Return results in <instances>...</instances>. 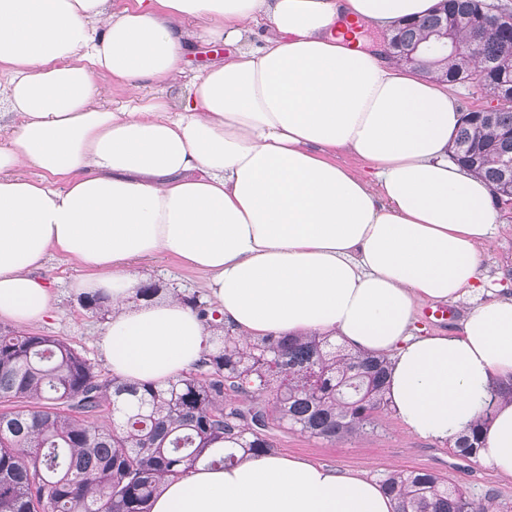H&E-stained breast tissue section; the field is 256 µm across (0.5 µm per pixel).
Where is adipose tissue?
I'll use <instances>...</instances> for the list:
<instances>
[{"label": "adipose tissue", "instance_id": "obj_1", "mask_svg": "<svg viewBox=\"0 0 512 512\" xmlns=\"http://www.w3.org/2000/svg\"><path fill=\"white\" fill-rule=\"evenodd\" d=\"M437 0H0V321L44 320L39 270L111 310L98 349L114 378L164 385L210 336L177 296L148 304L137 262L177 258L244 339L319 333L386 357L407 432L453 440L491 409L478 460L512 479V297L486 288L489 185L448 157L461 120L446 85L351 47L363 21L390 32ZM223 62L184 68L187 44ZM188 77L172 109L161 88ZM122 86L118 111L97 78ZM346 151L369 166L336 164ZM43 172L42 180L26 175ZM60 186H53V179ZM478 298L459 334L421 333L420 301ZM151 512H395L374 479L275 455L164 481Z\"/></svg>", "mask_w": 512, "mask_h": 512}]
</instances>
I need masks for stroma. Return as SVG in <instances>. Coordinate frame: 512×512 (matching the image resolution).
Instances as JSON below:
<instances>
[{"label":"stroma","instance_id":"obj_1","mask_svg":"<svg viewBox=\"0 0 512 512\" xmlns=\"http://www.w3.org/2000/svg\"><path fill=\"white\" fill-rule=\"evenodd\" d=\"M496 224L494 235L479 249L480 266L491 285L512 294V206H497ZM143 271L168 291L188 298L204 296L203 275L174 258L147 262ZM41 273L50 282L55 298L49 317L34 326V333L66 339L96 364L102 377H109L96 345L107 319L85 309L70 287L80 274L79 267L53 255L47 258ZM271 436L278 456L314 460L375 479L394 470L429 471L463 486L475 500H492L495 512H512L511 480L492 474L477 460L456 456L452 441L425 440L409 434L389 408L377 413L374 431L335 443L277 426Z\"/></svg>","mask_w":512,"mask_h":512}]
</instances>
